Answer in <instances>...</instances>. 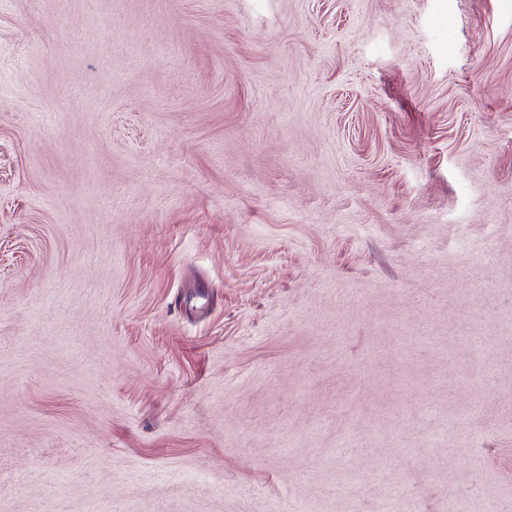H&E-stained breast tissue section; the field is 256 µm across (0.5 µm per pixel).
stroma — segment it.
Instances as JSON below:
<instances>
[{"label": "stroma", "mask_w": 512, "mask_h": 512, "mask_svg": "<svg viewBox=\"0 0 512 512\" xmlns=\"http://www.w3.org/2000/svg\"><path fill=\"white\" fill-rule=\"evenodd\" d=\"M508 502L512 0H0V512Z\"/></svg>", "instance_id": "obj_1"}]
</instances>
